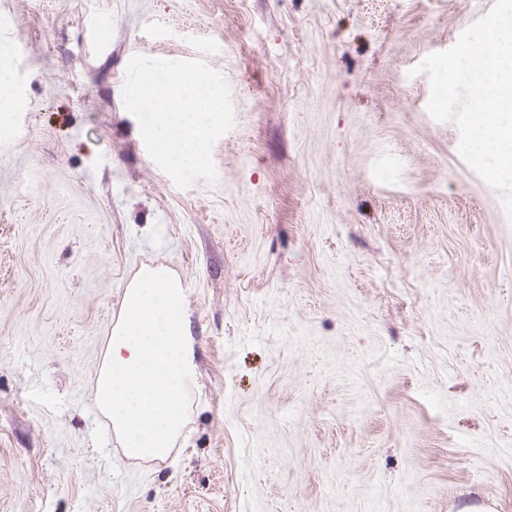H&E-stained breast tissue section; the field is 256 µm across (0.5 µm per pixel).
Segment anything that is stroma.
<instances>
[{"label": "stroma", "mask_w": 512, "mask_h": 512, "mask_svg": "<svg viewBox=\"0 0 512 512\" xmlns=\"http://www.w3.org/2000/svg\"><path fill=\"white\" fill-rule=\"evenodd\" d=\"M495 0H0V512H512V220L412 68ZM234 123L177 188L132 47ZM186 286L167 459L92 383L126 283Z\"/></svg>", "instance_id": "1"}]
</instances>
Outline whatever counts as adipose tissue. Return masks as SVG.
Segmentation results:
<instances>
[{
	"instance_id": "1",
	"label": "adipose tissue",
	"mask_w": 512,
	"mask_h": 512,
	"mask_svg": "<svg viewBox=\"0 0 512 512\" xmlns=\"http://www.w3.org/2000/svg\"><path fill=\"white\" fill-rule=\"evenodd\" d=\"M185 297L172 268H140L108 336L93 392L133 459H166L191 420L195 353Z\"/></svg>"
}]
</instances>
